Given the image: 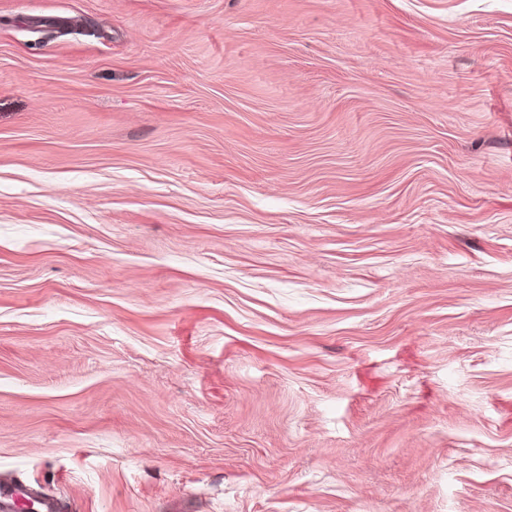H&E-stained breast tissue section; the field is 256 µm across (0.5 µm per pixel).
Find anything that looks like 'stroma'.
Listing matches in <instances>:
<instances>
[{
  "mask_svg": "<svg viewBox=\"0 0 512 512\" xmlns=\"http://www.w3.org/2000/svg\"><path fill=\"white\" fill-rule=\"evenodd\" d=\"M4 471L512 512V0H0Z\"/></svg>",
  "mask_w": 512,
  "mask_h": 512,
  "instance_id": "obj_1",
  "label": "stroma"
}]
</instances>
